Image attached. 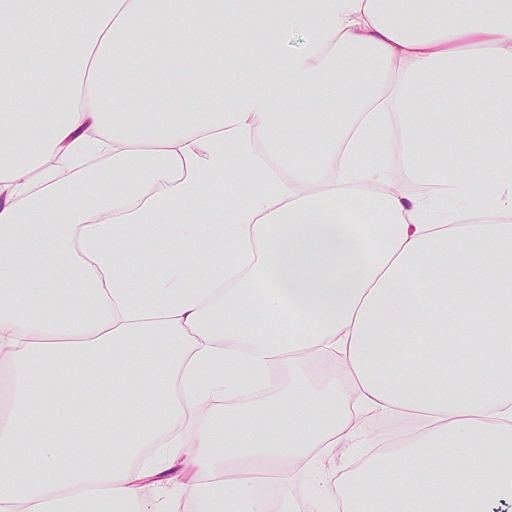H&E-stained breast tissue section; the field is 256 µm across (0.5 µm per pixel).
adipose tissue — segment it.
<instances>
[{"label":"adipose tissue","instance_id":"obj_1","mask_svg":"<svg viewBox=\"0 0 512 512\" xmlns=\"http://www.w3.org/2000/svg\"><path fill=\"white\" fill-rule=\"evenodd\" d=\"M507 70L512 0H0V512L512 500ZM59 45L52 44V42L39 40L35 43L34 52L38 62L47 67L63 68L66 67L68 60L67 56L62 49L58 52ZM365 458V451L361 448H337L333 457L323 461V470L333 473L336 478L344 472L354 468Z\"/></svg>","mask_w":512,"mask_h":512}]
</instances>
